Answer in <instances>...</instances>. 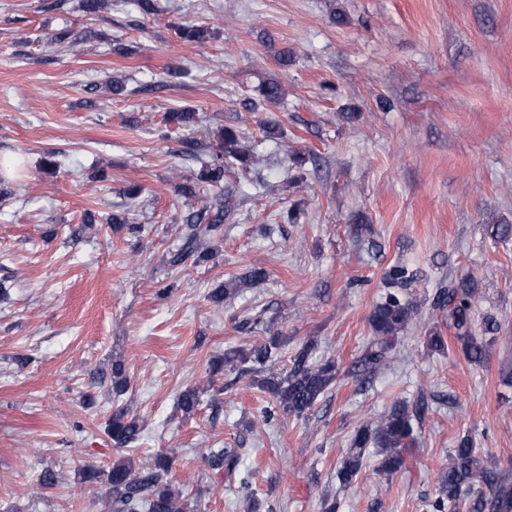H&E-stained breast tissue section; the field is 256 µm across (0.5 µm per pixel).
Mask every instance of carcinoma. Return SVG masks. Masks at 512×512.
I'll return each mask as SVG.
<instances>
[{"label": "carcinoma", "instance_id": "carcinoma-1", "mask_svg": "<svg viewBox=\"0 0 512 512\" xmlns=\"http://www.w3.org/2000/svg\"><path fill=\"white\" fill-rule=\"evenodd\" d=\"M264 100L273 106L280 104L282 86L268 81L262 87ZM241 132L232 127L217 131V148L201 162L197 181L211 187L214 194L199 209L189 207L184 217L187 227V241L195 244L203 238L219 233L224 216L233 208L236 191L224 184V177L230 161L245 167L250 162L249 151L241 144ZM267 271L251 266L245 271L214 288L209 300L220 306L236 295L242 288H250L263 282ZM386 279L393 292L377 304L369 317L372 339L365 350L361 365L368 372H374L386 364L398 340L413 326L418 311L402 291L411 287L417 279V272L403 264L392 266ZM472 287L463 282L452 281L439 289L432 307L448 318V328L453 330L465 358L470 363L485 361L488 343L486 336L495 334L499 323L488 317L483 323V335L472 332L473 315ZM283 342L272 336L263 343L250 348L238 347L224 352L212 361V371H239L255 377L260 388L275 402V407L286 414L300 416L311 410L317 401L335 382L337 369L332 361L321 364L310 362L316 341L308 338L293 356L291 367L284 374L266 372V366L277 356ZM129 380L120 363L112 365V392L115 397L126 393ZM199 391L187 388L179 395V407L183 414L194 413L199 406ZM142 433L140 419L124 406L112 411L107 425V434L117 449L135 443ZM415 444L412 416L409 405L396 401L375 423H365L356 431L351 447L344 456L337 477L344 486L350 484L363 467L367 448L378 449L381 456L379 468L392 474L398 471L404 460L405 449ZM238 455L233 448L212 450L208 465L214 470H233ZM171 458L158 453L151 466L142 469L130 457H122L112 463L108 470L85 468L81 472L84 482L98 479L109 486L114 512H189L182 491L168 480ZM487 491H482V488ZM477 489L469 499L467 512H512V479L496 468L488 466L483 457L473 448L470 438H464L449 455L448 468L438 478V496L433 507L435 512H444L449 505L460 503L464 490Z\"/></svg>", "mask_w": 512, "mask_h": 512}]
</instances>
